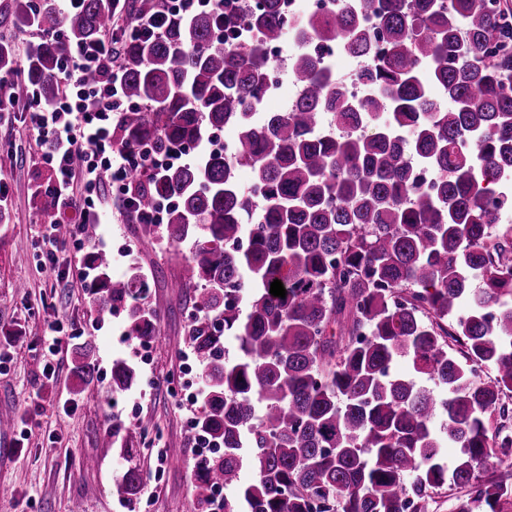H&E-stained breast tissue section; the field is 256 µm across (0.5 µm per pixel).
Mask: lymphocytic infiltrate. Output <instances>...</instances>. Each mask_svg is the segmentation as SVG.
Wrapping results in <instances>:
<instances>
[{"instance_id": "lymphocytic-infiltrate-1", "label": "lymphocytic infiltrate", "mask_w": 512, "mask_h": 512, "mask_svg": "<svg viewBox=\"0 0 512 512\" xmlns=\"http://www.w3.org/2000/svg\"><path fill=\"white\" fill-rule=\"evenodd\" d=\"M244 0H155L153 12L137 20L138 33L162 38L173 20L198 11L227 14L240 11ZM122 52L112 33L70 52L59 69V92L46 105L36 89L21 88L17 77L0 76V119L28 116V128L44 145L41 158L54 173L51 192L58 211L78 212L79 224L103 216L112 196L131 202L130 174L157 168L150 149L130 153L113 136L118 113L130 110L123 94ZM96 82H86V73Z\"/></svg>"}]
</instances>
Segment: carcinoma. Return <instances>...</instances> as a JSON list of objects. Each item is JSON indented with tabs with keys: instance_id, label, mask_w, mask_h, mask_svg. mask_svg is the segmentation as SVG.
Listing matches in <instances>:
<instances>
[{
	"instance_id": "obj_1",
	"label": "carcinoma",
	"mask_w": 512,
	"mask_h": 512,
	"mask_svg": "<svg viewBox=\"0 0 512 512\" xmlns=\"http://www.w3.org/2000/svg\"><path fill=\"white\" fill-rule=\"evenodd\" d=\"M112 12L113 0H85L64 17L57 0H10L13 21H35L43 36L22 58L0 42V72L22 70L52 100L61 60L109 29ZM218 23L228 31L222 42ZM289 31L298 95L287 111L262 112L270 49ZM330 45L365 68L336 77L322 53ZM124 54L125 93L141 105L114 131L126 148L168 156L229 123L238 130L230 158L207 150L144 184L131 172L140 208L173 201L168 244H194L178 288L193 289L189 334L204 382L196 429L223 449L194 472L201 512L217 484L233 491L224 512H427L450 482L468 488L458 512H505L512 13L498 0H346L288 23L280 0H256L241 17L199 11L152 43L130 38ZM353 82L364 98L348 93ZM240 165L253 169L250 191L238 186ZM418 167L432 171V187H416ZM87 264L98 313L123 309L128 335L157 339L141 273L112 278L105 252ZM276 279L283 299L270 294ZM226 336L238 343L232 362ZM91 352L82 347L78 366L86 385ZM401 358L446 387L442 410L429 390L394 374ZM475 363L493 379L476 378ZM136 377L116 361L112 392ZM447 446L462 453L451 470ZM491 459L501 475L484 483L475 465ZM141 485L136 468L115 483L130 503Z\"/></svg>"
}]
</instances>
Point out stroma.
I'll return each instance as SVG.
<instances>
[{
    "label": "stroma",
    "instance_id": "obj_1",
    "mask_svg": "<svg viewBox=\"0 0 512 512\" xmlns=\"http://www.w3.org/2000/svg\"><path fill=\"white\" fill-rule=\"evenodd\" d=\"M53 183L36 136L23 121L0 123V184L8 205L0 209V413L15 424L0 429V483L10 494L0 512H197L192 477L197 461L189 429L202 410L199 395H173L168 385L185 369L192 347L189 312L173 285L182 281L194 246L170 247L162 235L146 238L119 204L99 226L105 243L130 246V262L150 280L147 303L160 326L161 341L147 363H139L136 340L120 344L123 311L98 317L88 289L77 276L86 265L69 234L57 233L62 272L40 264L43 234L51 224L39 199ZM68 335L58 354L44 334L52 321ZM92 344L98 371L91 393H83L74 373L77 349ZM135 364L137 382L113 395L112 364ZM142 421L130 435L129 452L104 445L113 425ZM130 467L148 478L136 503L120 500L114 485Z\"/></svg>",
    "mask_w": 512,
    "mask_h": 512
}]
</instances>
